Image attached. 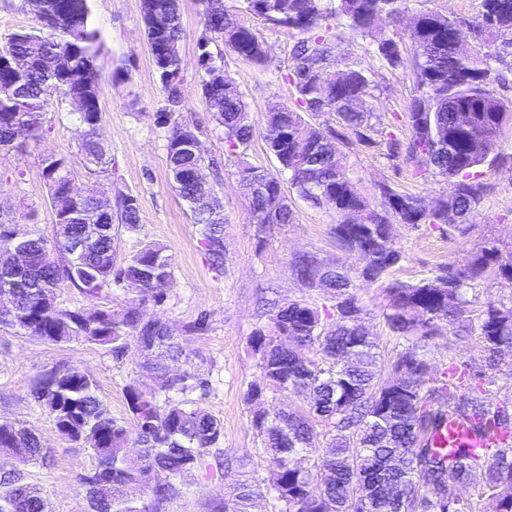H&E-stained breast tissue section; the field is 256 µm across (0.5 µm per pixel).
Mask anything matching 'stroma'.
Here are the masks:
<instances>
[{
    "instance_id": "1",
    "label": "stroma",
    "mask_w": 512,
    "mask_h": 512,
    "mask_svg": "<svg viewBox=\"0 0 512 512\" xmlns=\"http://www.w3.org/2000/svg\"><path fill=\"white\" fill-rule=\"evenodd\" d=\"M92 20L102 37L99 64L105 76L100 103L102 147L108 168L89 172L77 151L82 128L72 104L54 101L48 108L44 132L27 141L21 150L0 151V219L26 224L28 212H35L43 232H51L53 214L44 203L46 187L39 166L40 155L53 153L68 158L75 185L85 189L96 185L109 192L113 177L137 195L141 208L138 231L121 232L115 245L117 259L139 249L144 242L164 244L174 263V281L161 305L147 311L164 322L174 335L184 336L185 354L175 371L191 368L206 379V392H191L224 423V435L210 451L219 468L198 473L168 506V512H206L211 500L232 498L240 473L261 480L269 464L256 449L257 438L250 423V407L244 401L249 384L259 379L258 359L249 338L263 323V304L278 298H300L301 285L289 268L292 256L311 252L344 265L354 258L340 249L330 233L335 213L295 200L292 224L272 227L264 248L255 245V226L248 201L233 174L234 159L224 150V139L206 109L199 89L204 24L202 0H179L182 26L180 53L185 69L182 114L198 126L206 158L216 161L220 177L215 184L221 192L229 218L224 227L226 265L215 275L198 246V233L190 212L170 185L166 141L156 124L164 108L156 68L140 23L141 0H90ZM268 47L272 65L263 68L224 50V68L248 104L255 123H262L269 105L292 102L295 91L279 74L286 66L293 40L288 34L250 18ZM340 53L371 73L375 88L366 105L382 116L384 125L401 138H409L405 112L413 92L412 70H392L366 54L360 42L345 28H338ZM123 68L126 81H112L116 68ZM499 161L482 169L490 192L470 219L469 227L451 224L439 231L429 227L413 229L403 224L392 227L397 244L409 253L408 262L393 274L394 280L417 282L437 268L466 266L485 236L512 244V124L505 127L492 147ZM359 178V188L368 198L378 196L382 183L398 190L433 198L446 190L439 177L417 172L400 158H389L382 138L355 144L349 157ZM357 294L368 305L366 327L376 337L384 358H392L396 341L381 315V301L374 286L357 282ZM204 321V331L185 335L186 326ZM477 339L454 335L442 327L428 343L435 366L443 368L460 361L478 359ZM140 356L129 349L122 361H115L103 347L73 339L48 344L0 328V421L18 424L35 433L45 453L42 463L29 466V481L48 503L49 512H88L81 474L94 460L79 444L64 437L33 396V381L54 368L77 367L97 386V394L113 417L128 420L124 386L136 377Z\"/></svg>"
}]
</instances>
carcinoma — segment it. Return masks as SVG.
<instances>
[{
    "instance_id": "cac0c4a2",
    "label": "carcinoma",
    "mask_w": 512,
    "mask_h": 512,
    "mask_svg": "<svg viewBox=\"0 0 512 512\" xmlns=\"http://www.w3.org/2000/svg\"><path fill=\"white\" fill-rule=\"evenodd\" d=\"M418 2L224 0L220 10L204 9V44H225L257 66L268 63L266 44L241 16L258 17L297 37L282 74L294 85V102L265 112L262 137L276 161L275 174L245 158L256 127L234 81L224 73L222 51L202 53L201 97L224 135L225 151L236 159L234 175L249 200L257 246H264L270 226L293 223L281 186L286 175L297 197L336 213L333 237L356 259L346 267L310 252L292 257V275L303 288L320 292L324 302L275 301L250 337L261 376L247 388L245 401L253 407L251 426L268 458L269 476L263 487L240 481L234 499L213 500L209 512H250L262 496L273 502L275 512H473L474 505L457 498L448 485L450 472L458 483L477 488L492 512H512V413L484 389L486 370L498 368L502 356L512 353V302L489 301L472 310L468 298L476 281L512 280V247L486 237L467 267L401 283L390 276L408 255L385 232L392 224L438 228L448 223L450 212L465 223L487 196L480 167L491 164L494 139L512 122V105L494 93L501 81L499 65L512 58V0H480L472 44L459 35L460 20L422 9ZM408 14L416 20L407 31L410 60L387 32ZM141 24L150 51L167 59V71L180 67L178 0H141ZM340 25L391 69L413 67L407 143L385 130L381 115L364 108L374 87L365 70L347 63L337 73L329 71L338 55L332 30ZM101 50L88 0H42L36 26L0 41V86L11 90L0 95V151L19 149L37 137L48 107L61 96L81 102L79 151L86 163L105 164L97 65ZM63 58L65 70L59 68ZM160 84L166 107L157 113L156 124L167 131L172 187L199 226L206 262L221 275L229 220L218 224L209 210L193 203L194 180L207 178L209 163L192 148L198 128L181 115L182 84L164 78ZM310 115H327L336 127H315L306 120ZM373 134L387 137L389 156L402 154L418 171L443 178L448 191L427 200L382 183L378 199L368 200L342 160L352 152L353 140L366 141ZM40 166L53 229L49 235L36 227L22 232L15 222H0V253L22 244L29 257L13 277L0 279V288H11V309L0 315V327L51 344L81 337L109 349L117 361L136 343L147 379L134 378L124 387L133 427L112 417L96 385L77 369L39 376L34 396L60 432L94 458L92 469L79 478L91 512H167L186 482L211 467L206 454L224 434L221 419L203 404L182 398L207 381L190 369L170 373L168 361L182 357L183 348L141 302L128 301L117 313L110 307L64 305L56 291L68 283L94 301L134 281L141 296L160 305L166 292L154 291V284L157 279L173 283L172 257L166 246L149 242L115 261L118 228L133 232L141 223L137 197L117 179L111 188L115 208L96 217L101 232L93 249L71 257L63 242L80 233L79 218L88 213L96 192L71 197V170L64 156L44 154ZM357 280L377 286L386 300L383 318L402 346L388 362L364 325L368 309L356 293ZM443 326L457 327V336H478L481 362L453 363L437 371L426 341ZM463 380L468 394L459 395ZM278 391L307 406L262 407ZM449 414L480 435L497 434V445L431 447L430 436ZM132 439L139 447L134 466L127 460ZM0 454L23 464L0 470V512H47L24 469L43 458L36 435L0 422Z\"/></svg>"
}]
</instances>
